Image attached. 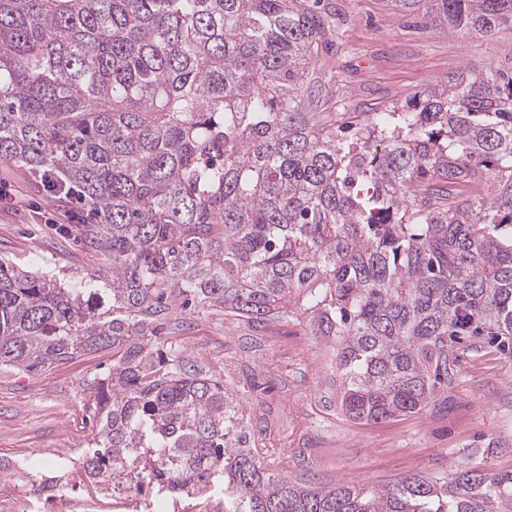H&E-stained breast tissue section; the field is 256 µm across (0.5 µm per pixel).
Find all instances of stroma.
I'll use <instances>...</instances> for the list:
<instances>
[{"mask_svg": "<svg viewBox=\"0 0 512 512\" xmlns=\"http://www.w3.org/2000/svg\"><path fill=\"white\" fill-rule=\"evenodd\" d=\"M336 18L322 77L336 109L362 112L413 93L464 68L512 64V26L459 35L408 12L398 0H320ZM0 188L23 196L0 206V258L65 278L99 267L96 255L61 239L54 223L67 206L47 194L19 162L0 160ZM223 381L255 431L267 472L368 487L414 475H443L456 465L512 472V346L464 338L450 349L448 387L421 412L381 422L342 411L332 346L304 321L257 329L232 313L193 310L186 327L162 334ZM81 355L29 373L0 369V455L38 449L44 473L62 476L73 512H94L95 489L71 459L93 433L83 385L108 362Z\"/></svg>", "mask_w": 512, "mask_h": 512, "instance_id": "35a3bbf8", "label": "stroma"}]
</instances>
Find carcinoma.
<instances>
[{"label": "carcinoma", "mask_w": 512, "mask_h": 512, "mask_svg": "<svg viewBox=\"0 0 512 512\" xmlns=\"http://www.w3.org/2000/svg\"><path fill=\"white\" fill-rule=\"evenodd\" d=\"M490 35L512 0H398ZM309 0H0V159L97 219L68 283L0 259V366L107 352L80 465L143 512L218 488L219 512H512V472L390 486L266 471L224 382L158 348L182 308L290 315L335 348L354 420L420 412L448 342L512 336V67L466 68L380 112L315 80Z\"/></svg>", "instance_id": "carcinoma-1"}]
</instances>
